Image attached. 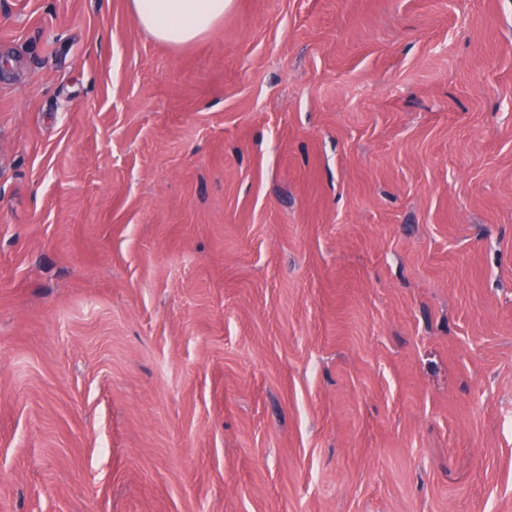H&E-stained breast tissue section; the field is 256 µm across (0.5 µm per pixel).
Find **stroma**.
<instances>
[{
  "mask_svg": "<svg viewBox=\"0 0 512 512\" xmlns=\"http://www.w3.org/2000/svg\"><path fill=\"white\" fill-rule=\"evenodd\" d=\"M0 512H512V0H0ZM132 16L154 40L179 46L197 40L224 18L231 0H129Z\"/></svg>",
  "mask_w": 512,
  "mask_h": 512,
  "instance_id": "stroma-1",
  "label": "stroma"
}]
</instances>
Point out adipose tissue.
<instances>
[{"mask_svg":"<svg viewBox=\"0 0 512 512\" xmlns=\"http://www.w3.org/2000/svg\"><path fill=\"white\" fill-rule=\"evenodd\" d=\"M231 0H130L138 25L154 40L179 46L211 31Z\"/></svg>","mask_w":512,"mask_h":512,"instance_id":"ef3b65f1","label":"adipose tissue"}]
</instances>
